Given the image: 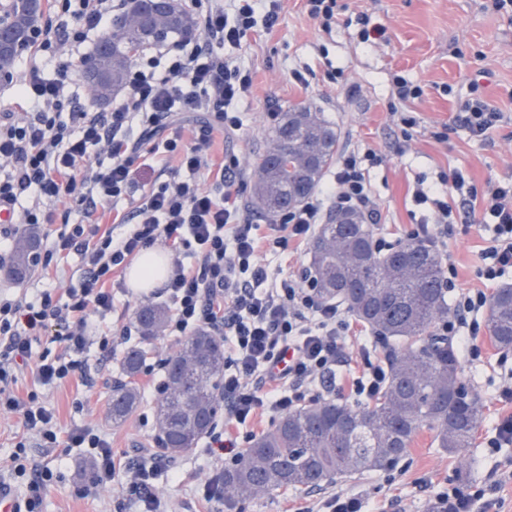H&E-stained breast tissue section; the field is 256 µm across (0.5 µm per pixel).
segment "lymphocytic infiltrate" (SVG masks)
Wrapping results in <instances>:
<instances>
[{
    "label": "lymphocytic infiltrate",
    "mask_w": 512,
    "mask_h": 512,
    "mask_svg": "<svg viewBox=\"0 0 512 512\" xmlns=\"http://www.w3.org/2000/svg\"><path fill=\"white\" fill-rule=\"evenodd\" d=\"M201 16L204 39L185 37L173 44L149 45L137 55L121 99L111 111H66L71 74L76 65L69 46L85 43L89 32L106 33L112 24V0H52V20L35 32L32 62L19 83L25 111L0 120V204L10 208L14 223L45 224L51 216L44 204L70 201L82 211L81 223L61 230L49 243L42 262L78 253L85 267L64 294L43 283L31 299L0 297V412L19 414L26 429L45 448L55 447L59 426L37 393L19 399L12 385L19 372L33 367L38 383L53 387L85 376L83 355L90 342L109 349V334L99 331L91 314L114 307L113 275L148 247L161 244L175 255L159 293L172 305L165 333L185 336L199 329H220L224 335V382L228 429L214 428L205 452L215 465L241 453L233 428L263 414L281 415L310 401L317 383L335 377L343 358L349 315L339 302L321 298L306 275H285L262 264L268 246L285 250L309 239L326 218V208L354 210L375 220L369 168L378 162L373 150L339 152L326 189L330 206L311 199L280 216L269 234L242 217L238 184L245 167L228 153L213 165L210 153L214 126L240 130L238 101L251 92L252 80L239 61L220 54V46H241L255 28L273 29L279 20L276 0H183ZM52 77H45V69ZM183 112L213 114L214 123L184 139L174 128L162 141L163 154L173 159L168 179L135 203V224L122 236L102 226L104 209H117L126 199L141 158L140 140L157 133ZM502 113L478 97L462 103L452 122L435 131L447 140L453 127L466 128L487 140ZM453 191L477 207L493 236L481 253V277L498 281L512 269V179L471 184L462 171L450 175ZM417 205L434 211L438 233L428 225L409 230L411 240L440 243L453 221L447 192L416 188ZM193 263H184L182 251ZM489 300L484 290L461 293L450 315L438 323L441 333L460 337L468 354L479 351L481 324L475 313ZM47 338L55 352L31 363L34 340ZM70 447L94 449L92 487L111 482L115 471L112 448L95 427L74 429ZM154 457L142 458L124 476V491L143 512H164L154 491Z\"/></svg>",
    "instance_id": "1"
}]
</instances>
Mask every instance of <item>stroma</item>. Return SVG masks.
<instances>
[{"label":"stroma","mask_w":512,"mask_h":512,"mask_svg":"<svg viewBox=\"0 0 512 512\" xmlns=\"http://www.w3.org/2000/svg\"><path fill=\"white\" fill-rule=\"evenodd\" d=\"M493 0H340L339 25L326 33L304 7V0H281L277 25L252 34L242 47H224L240 58L252 78V91L238 110L245 133L227 137L215 131L214 161L225 152L240 154L248 173L243 198L252 195L257 160L271 146L274 123L269 110L312 102L338 134V149H373L380 157L370 170L371 191L380 214L374 237L392 243L404 240L413 224H429L433 215L416 205L413 193L418 176L439 187V175L459 168L477 185L491 179H512V14L492 7ZM381 25L386 39L365 43L363 25ZM343 69L345 81L334 82L330 68ZM303 70L310 82L302 87L291 77ZM403 75L423 88L420 98L403 103V110L419 121L411 140H404L396 116L388 109L394 75ZM477 93L504 112L505 124L490 141L471 139L455 128L447 141L432 138L435 127L450 120L460 98ZM491 236L489 225L468 224L457 213L453 231L441 253L457 268L456 288L482 287L480 252ZM147 293L128 289L115 295L111 316L101 322L111 330V350L90 345L85 356L89 380L73 378L53 389H41L46 405L57 418L59 444L41 447L16 414H0V471H8L18 441H26L38 469H50L52 484L39 512H140L137 502L122 491V469L140 457L158 453L154 440L157 402L152 379L140 375L144 401L125 424L112 426L105 407L118 375V360L129 344L122 329L133 328L134 312L146 303ZM481 356L464 362L462 381L478 396L483 420L471 448L453 456L421 431L395 466L360 476L336 477L319 491H288L260 496L225 508L218 499H205V484L216 470L203 448L176 458V470L162 468L156 488L172 512H317L320 501L345 494L360 500L361 512H433L438 493L453 486L477 485L485 490L484 512H512V446L495 450L489 442L500 419L512 414L502 391L512 387V350L494 346L479 336ZM94 425L114 450L117 475L95 493L77 490L91 481L95 469L89 449L68 447L71 429Z\"/></svg>","instance_id":"stroma-1"}]
</instances>
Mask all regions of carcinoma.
Segmentation results:
<instances>
[{
	"instance_id": "cac0c4a2",
	"label": "carcinoma",
	"mask_w": 512,
	"mask_h": 512,
	"mask_svg": "<svg viewBox=\"0 0 512 512\" xmlns=\"http://www.w3.org/2000/svg\"><path fill=\"white\" fill-rule=\"evenodd\" d=\"M140 22L130 15L112 20V30L79 65L84 77L106 71L96 94L107 103L118 94L136 51L197 28L196 18L178 0L162 9L140 5ZM42 15L41 0H10L0 15V71L12 73L21 50ZM336 130L310 103L278 113L273 146L258 163L250 206L274 218L306 202L318 188L336 152ZM40 248L37 229L16 237L8 274L21 281L35 270ZM309 277L325 299L341 300L356 321L389 350L386 385L365 403L317 401L283 415L224 468V505L282 490L318 488L333 477L385 469L403 457L427 428L448 453L470 447L481 409L462 380L461 363L437 324L448 314L441 254L423 241H408L385 255L372 225L356 214L332 215L321 225L310 250ZM169 317L160 304H142L134 323L141 340L163 333ZM486 328L500 349L512 350V286L496 289L488 303ZM147 351L128 348L119 360L105 418L124 424L142 402L137 377ZM224 380V342L201 329L183 337L166 363V390L156 405L159 447L177 458L192 451L218 412L217 390Z\"/></svg>"
}]
</instances>
